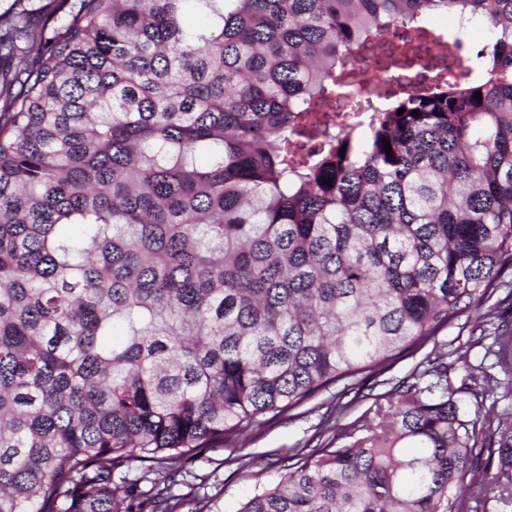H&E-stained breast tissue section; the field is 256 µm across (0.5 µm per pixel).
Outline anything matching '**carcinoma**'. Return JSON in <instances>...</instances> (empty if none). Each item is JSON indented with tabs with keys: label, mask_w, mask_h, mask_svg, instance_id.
<instances>
[{
	"label": "carcinoma",
	"mask_w": 512,
	"mask_h": 512,
	"mask_svg": "<svg viewBox=\"0 0 512 512\" xmlns=\"http://www.w3.org/2000/svg\"><path fill=\"white\" fill-rule=\"evenodd\" d=\"M375 48L409 89L376 80L354 124L342 62ZM0 59V512H219L187 465L340 382L332 441L237 512H472L477 447L512 500V419L458 399L482 337L439 344L512 287V0H48ZM488 353L512 394V328ZM506 295L505 290H499L488 303L473 307L470 311L461 316L455 324L440 334V339L448 343L444 352H448V363L454 360L455 355L452 351L460 344H465L469 338L471 327L475 321H482V318L488 314L489 305L498 298L502 299Z\"/></svg>",
	"instance_id": "cac0c4a2"
}]
</instances>
